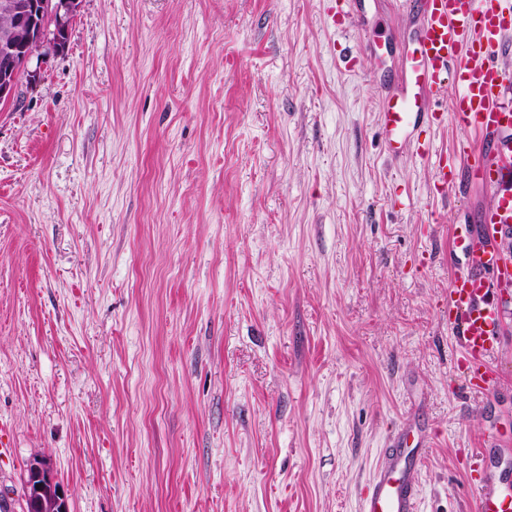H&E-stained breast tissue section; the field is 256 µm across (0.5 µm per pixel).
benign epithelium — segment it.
<instances>
[{
	"instance_id": "1",
	"label": "benign epithelium",
	"mask_w": 512,
	"mask_h": 512,
	"mask_svg": "<svg viewBox=\"0 0 512 512\" xmlns=\"http://www.w3.org/2000/svg\"><path fill=\"white\" fill-rule=\"evenodd\" d=\"M81 0H0V17L9 24L0 28V105L15 101L22 84L35 82L47 56L68 49L72 22ZM26 492L30 512H68L67 496L56 484L46 460L35 458L29 464Z\"/></svg>"
}]
</instances>
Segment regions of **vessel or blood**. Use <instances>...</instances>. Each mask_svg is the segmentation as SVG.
Segmentation results:
<instances>
[{"label":"vessel or blood","instance_id":"vessel-or-blood-1","mask_svg":"<svg viewBox=\"0 0 512 512\" xmlns=\"http://www.w3.org/2000/svg\"><path fill=\"white\" fill-rule=\"evenodd\" d=\"M405 2L419 24L401 59L399 80L380 110L387 149L397 153L415 138L420 152L429 154L430 143L420 134L442 124L433 103L446 83L456 84L450 117L468 136L455 145V163L439 162L436 185L449 190L469 181L495 191L478 225L453 227L455 264L448 286V324L459 335L469 385L484 390L491 382L489 361L501 321L496 292L512 286V268L495 247L497 236L512 228V73L498 62L512 42V0ZM420 461L419 439L406 432L393 438L361 512H417L412 473ZM467 474L481 490L478 512H512V477L491 476L486 449H472Z\"/></svg>","mask_w":512,"mask_h":512}]
</instances>
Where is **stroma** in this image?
I'll return each mask as SVG.
<instances>
[{"label":"stroma","instance_id":"1","mask_svg":"<svg viewBox=\"0 0 512 512\" xmlns=\"http://www.w3.org/2000/svg\"><path fill=\"white\" fill-rule=\"evenodd\" d=\"M82 0L0 109V498L34 456L70 512H361L394 436L418 512H477L512 448V303L492 386L448 325L454 225L493 190L388 154L403 0Z\"/></svg>","mask_w":512,"mask_h":512}]
</instances>
